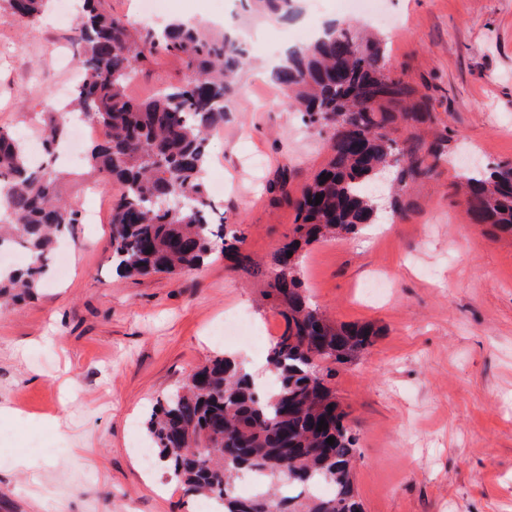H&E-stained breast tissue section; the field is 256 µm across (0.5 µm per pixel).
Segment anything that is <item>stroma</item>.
<instances>
[{
  "label": "stroma",
  "instance_id": "stroma-1",
  "mask_svg": "<svg viewBox=\"0 0 512 512\" xmlns=\"http://www.w3.org/2000/svg\"><path fill=\"white\" fill-rule=\"evenodd\" d=\"M292 17L250 14L240 0H165L152 19L230 23L247 65L224 124L209 141L208 177L224 181L213 204L224 230L243 233L250 265L215 253L191 274L130 279L115 271L112 224L82 223L65 275L17 308L0 307V512H197L167 472L145 474L152 405L218 354L257 373L267 349L221 343L214 327L245 316L253 335L279 336L259 273L292 235L293 199L325 164L326 132L306 126L268 77L284 47L329 22L366 23L342 0H296ZM79 5L50 0L27 21L0 9V126L27 149L43 145L47 114L60 112L80 75L72 43ZM397 30L376 26L393 73L430 104L422 141H443L447 164L400 193L368 247L359 234L306 249L299 277L311 303L336 324L369 323L373 345L337 366L331 387L357 438L355 486L363 512H512V236L472 224L457 189L465 163L512 162V0H381ZM187 70L159 56L131 81L151 96ZM61 191L78 211L87 189L117 183L86 164L65 166ZM390 279L386 295L363 286ZM59 416L61 428L44 424ZM39 459L36 474L19 469Z\"/></svg>",
  "mask_w": 512,
  "mask_h": 512
}]
</instances>
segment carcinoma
<instances>
[{
  "mask_svg": "<svg viewBox=\"0 0 512 512\" xmlns=\"http://www.w3.org/2000/svg\"><path fill=\"white\" fill-rule=\"evenodd\" d=\"M33 20L47 0H0ZM247 11L294 13V0H242ZM82 76L67 108L104 131L90 170L119 184L112 197V253L123 277L182 275L215 251L240 254L243 236H224L205 179L208 134L224 125L226 102L245 59L244 47L194 23L163 31L133 27L112 0H83L78 22ZM180 57L190 76L144 99L127 86L159 55ZM272 80L305 124L331 130L329 159L296 202L293 235L273 254L264 297L284 327L267 357L275 377L264 392L228 355H216L166 393L146 422L152 458L165 463L192 496L217 498L220 512H362L354 483L356 440L318 362L345 364L372 346L369 324L336 325L309 301L297 270L303 249L375 223L378 176L393 170L403 187L432 175L448 159L437 141L422 144L412 129L436 116L416 90L386 68L379 38L333 24L308 46L288 52ZM65 127L46 122L44 151L53 156ZM474 224L512 233V164L461 176ZM0 187L14 223L0 224V249L20 247L35 261L0 275V296L20 300L43 286L49 260L79 214L62 199L59 176L35 165L15 134L0 128ZM321 203H315L316 196ZM328 428L318 430L320 420ZM334 438V444L326 442ZM260 479L241 496L235 478Z\"/></svg>",
  "mask_w": 512,
  "mask_h": 512,
  "instance_id": "cac0c4a2",
  "label": "carcinoma"
}]
</instances>
